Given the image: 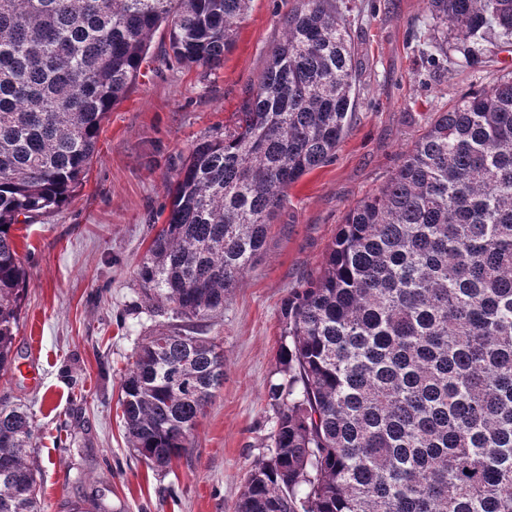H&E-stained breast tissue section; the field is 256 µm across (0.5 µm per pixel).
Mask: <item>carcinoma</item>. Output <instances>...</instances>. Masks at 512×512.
Here are the masks:
<instances>
[{
	"label": "carcinoma",
	"mask_w": 512,
	"mask_h": 512,
	"mask_svg": "<svg viewBox=\"0 0 512 512\" xmlns=\"http://www.w3.org/2000/svg\"><path fill=\"white\" fill-rule=\"evenodd\" d=\"M430 46L484 63L512 47V0H426ZM250 0H0V370L25 266L12 228L63 206L153 34L217 68ZM336 0H298L224 133L195 142L139 265L141 301L175 323L121 379L130 447L163 468L191 450L224 383L200 322L264 255L288 189L329 162L358 106ZM269 458L238 512H512V76L439 113L345 214L318 273L281 305ZM29 414L0 409V512H39Z\"/></svg>",
	"instance_id": "cac0c4a2"
}]
</instances>
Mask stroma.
<instances>
[{"mask_svg": "<svg viewBox=\"0 0 512 512\" xmlns=\"http://www.w3.org/2000/svg\"><path fill=\"white\" fill-rule=\"evenodd\" d=\"M337 2L351 23L359 105L334 158L289 188L263 258L206 322L224 348V383L189 455L155 471L127 442L120 375L162 323L141 304L137 270L182 158L232 124L297 0H252L212 70L177 65L165 31L155 32L71 200L37 223L14 225L26 280L13 361L0 371V408L32 417L29 459L42 512H235L249 471L268 455L267 392L284 378L283 299L317 274L349 207L386 181L439 112L512 72V52L495 47L479 69L456 53L432 62L426 0Z\"/></svg>", "mask_w": 512, "mask_h": 512, "instance_id": "35a3bbf8", "label": "stroma"}]
</instances>
